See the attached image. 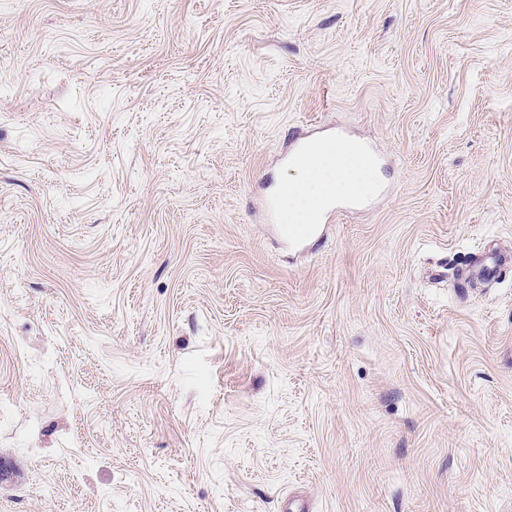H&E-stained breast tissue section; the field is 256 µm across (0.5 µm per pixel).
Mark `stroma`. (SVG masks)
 I'll return each mask as SVG.
<instances>
[{
	"instance_id": "stroma-1",
	"label": "stroma",
	"mask_w": 512,
	"mask_h": 512,
	"mask_svg": "<svg viewBox=\"0 0 512 512\" xmlns=\"http://www.w3.org/2000/svg\"><path fill=\"white\" fill-rule=\"evenodd\" d=\"M310 122L380 189L295 252ZM293 494L512 512V0H0V512Z\"/></svg>"
}]
</instances>
